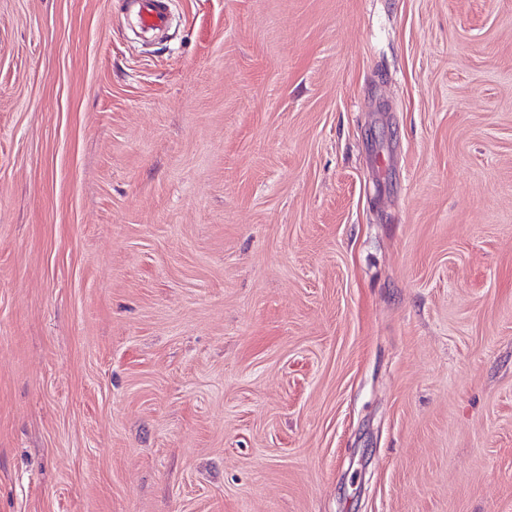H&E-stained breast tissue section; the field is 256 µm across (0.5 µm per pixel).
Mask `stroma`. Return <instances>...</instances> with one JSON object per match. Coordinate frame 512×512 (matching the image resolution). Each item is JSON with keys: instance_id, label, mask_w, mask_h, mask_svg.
Returning a JSON list of instances; mask_svg holds the SVG:
<instances>
[{"instance_id": "stroma-1", "label": "stroma", "mask_w": 512, "mask_h": 512, "mask_svg": "<svg viewBox=\"0 0 512 512\" xmlns=\"http://www.w3.org/2000/svg\"><path fill=\"white\" fill-rule=\"evenodd\" d=\"M0 0V512H512V0ZM139 16L143 25L153 29H162L169 22L168 0H136Z\"/></svg>"}]
</instances>
